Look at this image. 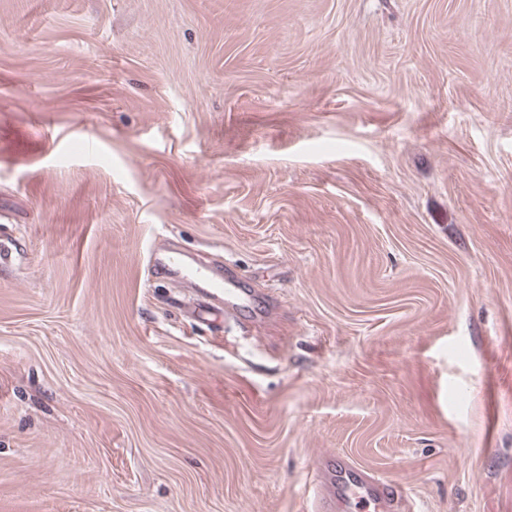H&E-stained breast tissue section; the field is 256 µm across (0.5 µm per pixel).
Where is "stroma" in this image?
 I'll return each instance as SVG.
<instances>
[{
  "label": "stroma",
  "mask_w": 512,
  "mask_h": 512,
  "mask_svg": "<svg viewBox=\"0 0 512 512\" xmlns=\"http://www.w3.org/2000/svg\"><path fill=\"white\" fill-rule=\"evenodd\" d=\"M324 453L512 512V0H0V512H313ZM189 256L180 251H171L164 258L152 253L149 257V272L154 273L157 267L163 266L168 271L177 274L180 278L188 280L199 287L196 302L186 305L198 318L210 320L215 311V301L224 300V320H234L238 316V290L230 288L233 285V276L224 278L214 275L204 268L195 267L187 261Z\"/></svg>",
  "instance_id": "obj_1"
}]
</instances>
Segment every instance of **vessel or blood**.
Listing matches in <instances>:
<instances>
[{
  "instance_id": "obj_1",
  "label": "vessel or blood",
  "mask_w": 512,
  "mask_h": 512,
  "mask_svg": "<svg viewBox=\"0 0 512 512\" xmlns=\"http://www.w3.org/2000/svg\"><path fill=\"white\" fill-rule=\"evenodd\" d=\"M160 266L197 286V298L190 310L198 318L210 319L216 302L220 301L224 304L225 319H236L238 292L232 287V276L220 277L194 266L179 251L163 257L151 254L150 269ZM307 493L315 503L313 512H414V504L403 490L351 460L332 454L312 462Z\"/></svg>"
}]
</instances>
